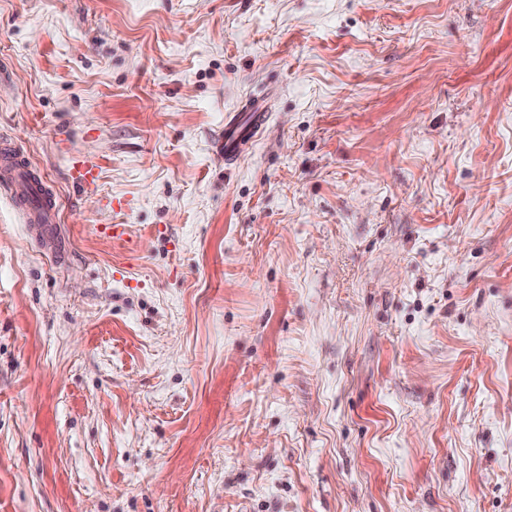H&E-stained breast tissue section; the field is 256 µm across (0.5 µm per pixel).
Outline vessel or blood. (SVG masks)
Instances as JSON below:
<instances>
[{
    "instance_id": "obj_1",
    "label": "vessel or blood",
    "mask_w": 512,
    "mask_h": 512,
    "mask_svg": "<svg viewBox=\"0 0 512 512\" xmlns=\"http://www.w3.org/2000/svg\"><path fill=\"white\" fill-rule=\"evenodd\" d=\"M267 116L265 103L257 96L245 103L241 113L225 116L221 143L225 164H232L240 150L257 137ZM0 181L14 185L16 201L26 210L30 221L42 225L57 223L56 194L42 178L26 170L22 157L8 144L0 146Z\"/></svg>"
}]
</instances>
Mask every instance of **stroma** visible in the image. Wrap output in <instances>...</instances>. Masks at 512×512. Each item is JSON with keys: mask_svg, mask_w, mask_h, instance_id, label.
<instances>
[{"mask_svg": "<svg viewBox=\"0 0 512 512\" xmlns=\"http://www.w3.org/2000/svg\"><path fill=\"white\" fill-rule=\"evenodd\" d=\"M0 62V512H512V0H0ZM243 110V113L224 117V140L220 148L224 152L225 166L231 165L240 150L257 137L267 120L268 113L261 97L253 96ZM0 174L2 183L15 186L16 201L26 210L30 221L42 224L44 230L51 234L46 224L58 222L57 195L46 187L42 178L25 166L22 157L10 144H4L1 147ZM33 200L35 203L32 202Z\"/></svg>", "mask_w": 512, "mask_h": 512, "instance_id": "35a3bbf8", "label": "stroma"}]
</instances>
